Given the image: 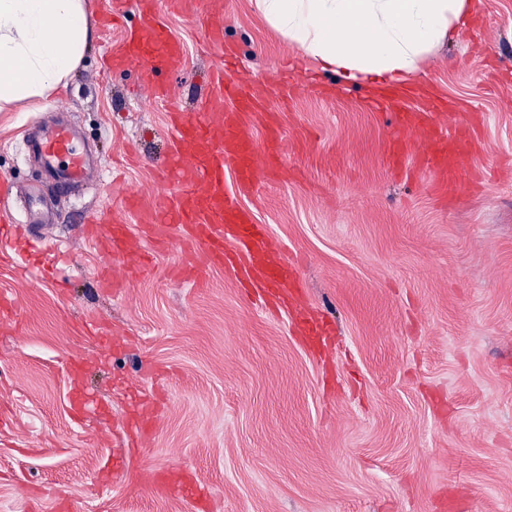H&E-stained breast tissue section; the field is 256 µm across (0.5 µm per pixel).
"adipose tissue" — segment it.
Listing matches in <instances>:
<instances>
[{
    "mask_svg": "<svg viewBox=\"0 0 512 512\" xmlns=\"http://www.w3.org/2000/svg\"><path fill=\"white\" fill-rule=\"evenodd\" d=\"M304 51L310 75L404 86L426 54L458 34L470 0H256ZM90 39L86 0H0V108L40 107L64 86Z\"/></svg>",
    "mask_w": 512,
    "mask_h": 512,
    "instance_id": "ef3b65f1",
    "label": "adipose tissue"
}]
</instances>
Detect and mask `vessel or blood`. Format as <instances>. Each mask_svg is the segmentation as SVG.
<instances>
[{"label":"vessel or blood","mask_w":512,"mask_h":512,"mask_svg":"<svg viewBox=\"0 0 512 512\" xmlns=\"http://www.w3.org/2000/svg\"><path fill=\"white\" fill-rule=\"evenodd\" d=\"M137 31L127 37L118 58L109 59V68L144 63V82H152L157 71L179 68L183 48L160 23L154 0H136ZM405 138L393 141L390 159L402 168L414 147H421L422 162L417 176L440 194L455 191L461 178L473 167L475 158L470 133L463 128L454 134L443 131L452 116L449 105L431 102L426 111L404 109L394 99L384 100ZM257 109L254 95L243 80L216 69L205 111L191 115L170 108L174 150L169 159L167 179L174 193L159 198L153 208H142L137 194L126 193L118 210L89 220L86 238L104 255L133 247L126 217L139 215L144 234L153 246L167 245L172 231H179L183 259L173 269L179 278H204L215 267L244 260L246 280L256 288L270 291L281 302H289L296 286L294 262L288 261L273 243L266 227L255 221L253 212L241 206L240 196L252 193L261 177L280 166L278 152L257 153L241 115ZM26 149L37 155L59 188L84 181L85 160L67 128L51 126L37 141H26ZM233 172L235 184L226 187L225 174Z\"/></svg>","instance_id":"vessel-or-blood-1"}]
</instances>
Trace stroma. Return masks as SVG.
<instances>
[{
	"label": "stroma",
	"instance_id": "1",
	"mask_svg": "<svg viewBox=\"0 0 512 512\" xmlns=\"http://www.w3.org/2000/svg\"><path fill=\"white\" fill-rule=\"evenodd\" d=\"M66 87L36 111L0 110V180L52 201L48 239L0 236V512H512V0H484L470 26L427 55L415 84L481 114L476 165L493 172L442 201L410 167L391 171L398 128L365 88L309 79L301 47L255 0H196L160 20L181 42L178 71L157 81L187 111L224 67L250 80L280 125V175L246 203L298 261L312 312L332 331L321 354L289 312L241 288L232 272L178 281L171 240L119 294L100 288L98 248L79 230L113 209L124 178L144 204L162 192L168 115L132 66L105 74L138 24H102ZM218 8L236 60L205 37ZM287 72L288 99L263 73ZM65 115L100 161L93 180L62 195L28 161L24 141ZM91 410L76 420L74 389ZM156 408L148 438L126 446L123 423ZM205 487L199 506L167 495L155 472Z\"/></svg>",
	"mask_w": 512,
	"mask_h": 512
}]
</instances>
